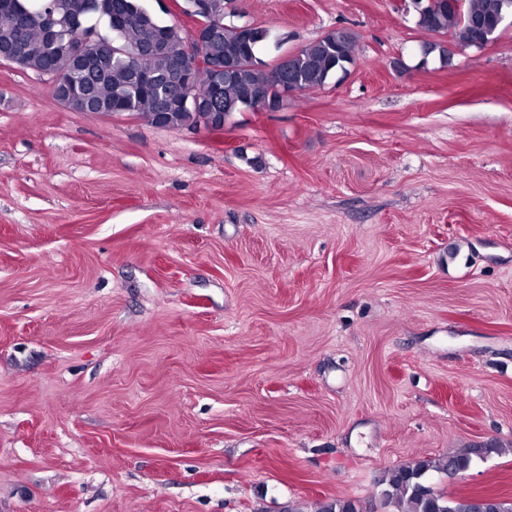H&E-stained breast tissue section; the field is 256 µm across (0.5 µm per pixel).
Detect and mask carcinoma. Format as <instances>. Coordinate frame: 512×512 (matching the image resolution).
Here are the masks:
<instances>
[{"instance_id":"obj_1","label":"carcinoma","mask_w":512,"mask_h":512,"mask_svg":"<svg viewBox=\"0 0 512 512\" xmlns=\"http://www.w3.org/2000/svg\"><path fill=\"white\" fill-rule=\"evenodd\" d=\"M86 2L56 0L69 14L86 18L93 27H104L103 38L120 52L104 51L100 66L84 65L75 73L67 87L70 109L84 111L83 92L89 89L101 112H128L151 125L179 130L245 106L263 104L274 110L282 106L279 64L268 67L258 57L260 47L270 39L269 30L253 27L244 32L237 25H224L202 42L199 57L209 65L227 62L232 70L223 73L215 86L209 69L198 68L193 86L186 91L174 71V63L185 56L190 38L186 29L163 22L143 0H96L91 14ZM504 2L434 0L417 24L430 32L450 31L461 46L481 48L486 42L482 25L497 18ZM39 7V0H21L19 11L0 12V48L20 42L18 67L44 77L68 67V62L47 48ZM354 49L355 38L348 29L330 30L288 55V77L302 92L321 87L332 77L348 73ZM135 72L152 78L155 85H135ZM504 452V448L485 444L390 467L379 479L382 506L393 512H512V503L496 504L493 496H450L434 482L436 474L452 478L466 472L475 457ZM317 512L360 510L353 500L336 497L324 500Z\"/></svg>"}]
</instances>
